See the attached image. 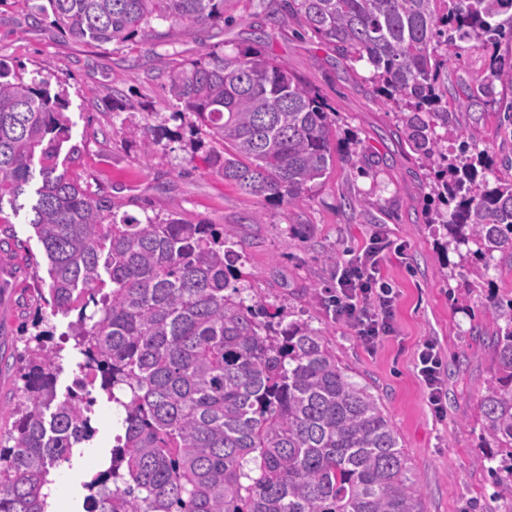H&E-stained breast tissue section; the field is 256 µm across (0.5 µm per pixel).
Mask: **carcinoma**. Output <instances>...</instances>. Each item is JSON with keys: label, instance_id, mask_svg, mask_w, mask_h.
I'll list each match as a JSON object with an SVG mask.
<instances>
[{"label": "carcinoma", "instance_id": "1", "mask_svg": "<svg viewBox=\"0 0 512 512\" xmlns=\"http://www.w3.org/2000/svg\"><path fill=\"white\" fill-rule=\"evenodd\" d=\"M233 4L45 0L30 9L74 41L123 46L170 36L160 23L186 32L234 23ZM510 11L512 0H279L269 18L273 29L295 24L339 60L372 68L375 95L401 124L430 194L454 205L430 219L458 257L448 279L487 281L512 264V178L492 188L478 178L488 148L478 123L462 124L448 107L444 82L459 51L512 42V17L498 20ZM156 80L174 111L161 124L156 112L131 122L146 156L175 136L166 122L190 113L225 181L290 206L335 162L334 121L318 92L258 46L176 59ZM496 81L512 86V68L494 59L481 93L492 95ZM68 107L63 86L53 91L0 59V223L6 207L27 210L47 260L44 303L77 313L71 336L124 411L110 466L86 484L87 512H426L382 402L322 331L285 324L261 301L245 304L231 231L174 213L120 216L59 163ZM487 314L493 367L478 402L480 436L512 512V298L490 299ZM48 339L28 336L20 357L13 431L0 445V512H48L50 469L94 432L85 394L57 400ZM124 388L127 401L115 394Z\"/></svg>", "mask_w": 512, "mask_h": 512}]
</instances>
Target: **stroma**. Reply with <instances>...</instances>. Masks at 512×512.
<instances>
[{"label": "stroma", "mask_w": 512, "mask_h": 512, "mask_svg": "<svg viewBox=\"0 0 512 512\" xmlns=\"http://www.w3.org/2000/svg\"><path fill=\"white\" fill-rule=\"evenodd\" d=\"M278 0H237L234 24L207 27L125 47L75 43L50 20L33 21L27 0H0V57L22 65L27 76L65 83L69 93L70 142L81 149L79 170L93 191L111 198L121 211L136 217L178 213L192 223L232 228L245 265L249 295L269 309L280 308L290 319L308 321L336 345V353L353 370L354 379L379 395L413 468L427 512H504L493 500V488L473 426L479 416V390L491 369V353L471 328L484 318L493 296H512V267L493 273L492 283L469 287L463 277L443 279L439 269L456 262L442 249V232L427 223L428 193L423 172L395 133L396 118L374 98L370 68L362 62L337 63L334 51L296 26L274 30L270 53L310 83L336 117L333 147L338 160L308 192L303 205L259 201L224 182L209 164L206 149L189 146L188 128L170 122L180 138L162 141L151 157L131 133L130 112L169 114L155 80L173 52L199 57L211 46L225 52L252 45L256 32L275 13ZM512 64V43L496 50L462 51L448 65V95L477 91L488 73L490 55ZM482 138L488 147L485 174L503 175L512 160V87L497 85L478 107ZM261 223H250L253 212ZM381 233L400 254H388L384 278L398 298V333L374 351L357 341L353 330L325 313L320 297L334 285L335 268L324 254L345 261L372 233ZM43 249L25 215L12 219L0 234V438L13 424L2 408L12 402L21 382L16 360L24 348L27 318L36 295L34 259ZM72 316L51 315L45 324L59 346L56 393L65 398L84 380V356L70 335ZM438 341L448 385L445 416L432 410L416 370L418 347ZM93 399L92 438L75 446L69 462L54 468L63 492L49 512H85V484L108 467L122 414L99 384L87 383Z\"/></svg>", "instance_id": "1"}]
</instances>
